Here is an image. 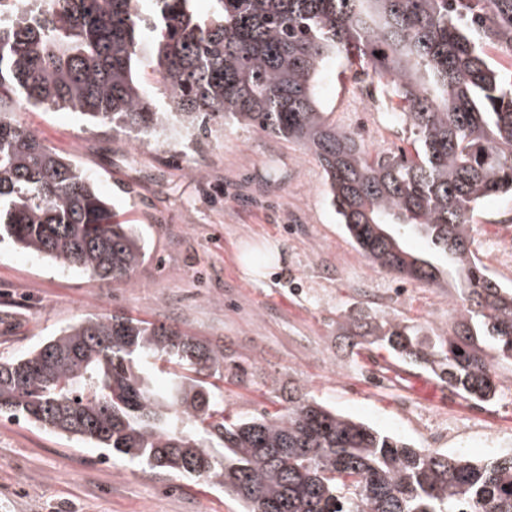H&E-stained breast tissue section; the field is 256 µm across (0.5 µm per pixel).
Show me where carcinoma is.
Wrapping results in <instances>:
<instances>
[{
	"label": "carcinoma",
	"instance_id": "cac0c4a2",
	"mask_svg": "<svg viewBox=\"0 0 512 512\" xmlns=\"http://www.w3.org/2000/svg\"><path fill=\"white\" fill-rule=\"evenodd\" d=\"M54 2L14 0L0 19V241L117 283L146 255L94 181L14 119L23 105L76 112L138 148L220 120L274 135L317 161L372 269L441 287L439 268L401 243L419 235L458 273L448 335L421 341L383 316L371 343L461 397L494 399L497 370L512 365V286L471 249L472 219L512 193V84L486 52L512 46V0H210L205 16L193 0ZM336 57L398 99L411 151H371L328 121L317 84ZM146 67L161 75L155 91ZM226 373L247 375L175 326L93 315L0 359V415L201 480L244 512H512V457L416 448L302 389L282 409L234 417L212 382Z\"/></svg>",
	"mask_w": 512,
	"mask_h": 512
}]
</instances>
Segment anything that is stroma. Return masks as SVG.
Listing matches in <instances>:
<instances>
[{"label":"stroma","instance_id":"obj_1","mask_svg":"<svg viewBox=\"0 0 512 512\" xmlns=\"http://www.w3.org/2000/svg\"><path fill=\"white\" fill-rule=\"evenodd\" d=\"M358 64L329 61L317 93L331 121L372 150L407 148L387 115L354 109ZM16 120L75 157L149 255L112 283L0 243V359H13L89 314H131L221 346L244 366L225 380L228 411L276 410L302 386L315 398L420 448L472 462L512 457V373L493 404L455 395L429 371L404 365L344 327L389 313L424 335L450 331L454 288L372 270L326 194L324 173L296 144L211 124L182 144L135 148L130 134L96 129L60 109ZM202 169L203 178L192 176ZM474 250L512 283V195L485 200ZM0 512H240L222 491L158 473L91 444L0 418Z\"/></svg>","mask_w":512,"mask_h":512}]
</instances>
